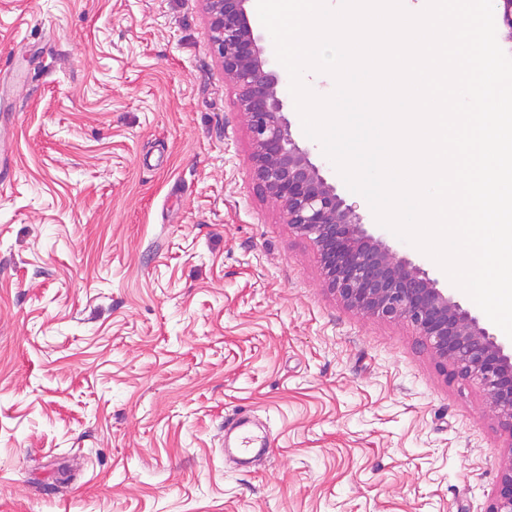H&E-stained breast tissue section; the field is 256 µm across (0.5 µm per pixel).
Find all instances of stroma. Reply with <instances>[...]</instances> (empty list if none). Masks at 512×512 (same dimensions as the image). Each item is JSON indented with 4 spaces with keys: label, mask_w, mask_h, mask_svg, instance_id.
Segmentation results:
<instances>
[{
    "label": "stroma",
    "mask_w": 512,
    "mask_h": 512,
    "mask_svg": "<svg viewBox=\"0 0 512 512\" xmlns=\"http://www.w3.org/2000/svg\"><path fill=\"white\" fill-rule=\"evenodd\" d=\"M0 58V512H489L512 432L326 287L204 0H0ZM242 411L271 436L248 469ZM234 435L235 444L233 448L226 445V439ZM270 440L266 436H257L249 428V419L241 416L230 427H224V453L229 450L235 451L242 461L247 462L251 456H261L269 452Z\"/></svg>",
    "instance_id": "35a3bbf8"
}]
</instances>
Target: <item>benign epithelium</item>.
I'll list each match as a JSON object with an SVG mask.
<instances>
[{
    "label": "benign epithelium",
    "instance_id": "benign-epithelium-1",
    "mask_svg": "<svg viewBox=\"0 0 512 512\" xmlns=\"http://www.w3.org/2000/svg\"><path fill=\"white\" fill-rule=\"evenodd\" d=\"M205 4L213 47L248 117L254 176L281 203L287 223L316 248L327 288L353 311L409 321L457 377L483 388L499 424L512 432V351L429 270L370 232L356 206L295 140L281 83L265 68L246 0ZM490 512H512V463L502 473Z\"/></svg>",
    "mask_w": 512,
    "mask_h": 512
}]
</instances>
